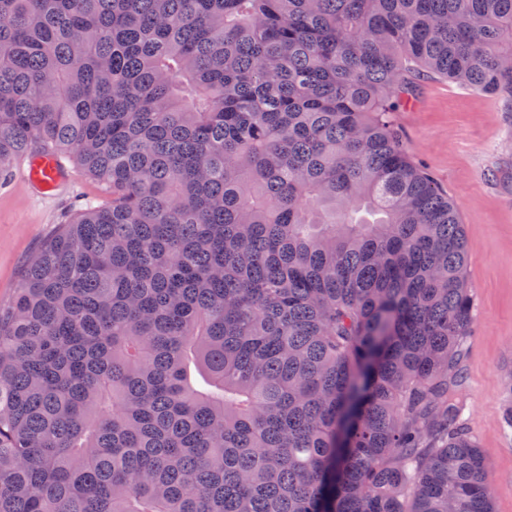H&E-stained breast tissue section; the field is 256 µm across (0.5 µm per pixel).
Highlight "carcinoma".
<instances>
[{"label": "carcinoma", "mask_w": 512, "mask_h": 512, "mask_svg": "<svg viewBox=\"0 0 512 512\" xmlns=\"http://www.w3.org/2000/svg\"><path fill=\"white\" fill-rule=\"evenodd\" d=\"M510 57L512 0H0V173L112 193L0 305V512H493L465 227L391 114Z\"/></svg>", "instance_id": "carcinoma-1"}]
</instances>
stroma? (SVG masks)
<instances>
[{"mask_svg": "<svg viewBox=\"0 0 512 512\" xmlns=\"http://www.w3.org/2000/svg\"><path fill=\"white\" fill-rule=\"evenodd\" d=\"M394 120L408 156L424 164L456 203L471 261L475 326L467 340L465 381L452 394L485 460L493 512H512V101L445 80L423 77ZM72 183L48 201L22 185L0 191V302L41 243L86 199L111 193L72 166Z\"/></svg>", "mask_w": 512, "mask_h": 512, "instance_id": "35a3bbf8", "label": "stroma"}]
</instances>
